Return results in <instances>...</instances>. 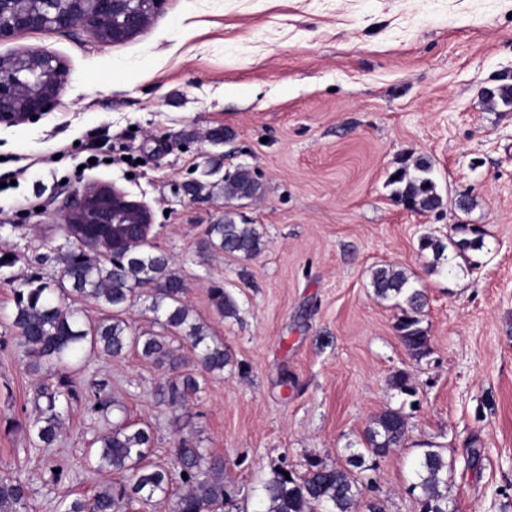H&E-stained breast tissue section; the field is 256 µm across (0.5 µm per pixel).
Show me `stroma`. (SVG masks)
<instances>
[{
  "label": "stroma",
  "instance_id": "35a3bbf8",
  "mask_svg": "<svg viewBox=\"0 0 512 512\" xmlns=\"http://www.w3.org/2000/svg\"><path fill=\"white\" fill-rule=\"evenodd\" d=\"M16 48L54 53L68 74L52 112L0 125V255L12 258L0 268V314L21 282L53 277L36 258L63 241L68 193L109 182L153 210L154 241L187 303L232 358L175 412L155 396L162 368L134 353L90 359L78 387L107 381L128 416L153 427V462H171L187 439L223 457L240 512H262L272 466L344 465L369 421L393 408L406 440L369 473L386 512H420L410 486L424 443L451 465L448 512H512V106L483 103L484 89L512 84V0H168L125 42L28 32L0 53ZM224 127L233 138L212 142ZM417 156L434 163L439 210L394 196L391 173ZM241 165L259 197L182 191ZM462 198L471 210H458ZM228 211L259 226L260 254L199 253ZM461 223L485 232L471 264L419 252L422 233ZM389 264L426 295L424 358L400 341L399 308L373 294L372 271ZM216 285L237 317L216 312ZM397 372L414 395L390 386ZM56 377L48 362L29 372L0 318V477L27 482L30 512H57L63 494L102 480L85 453L112 420L85 402L55 447L30 444L35 388Z\"/></svg>",
  "mask_w": 512,
  "mask_h": 512
}]
</instances>
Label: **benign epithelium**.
<instances>
[{
    "instance_id": "benign-epithelium-1",
    "label": "benign epithelium",
    "mask_w": 512,
    "mask_h": 512,
    "mask_svg": "<svg viewBox=\"0 0 512 512\" xmlns=\"http://www.w3.org/2000/svg\"><path fill=\"white\" fill-rule=\"evenodd\" d=\"M168 0H0V44L25 32L85 35L98 43L124 42L164 11ZM67 76L59 56L36 50L0 55V125H16L52 111ZM61 223L133 224L152 234L151 208L115 185L90 182L67 199Z\"/></svg>"
}]
</instances>
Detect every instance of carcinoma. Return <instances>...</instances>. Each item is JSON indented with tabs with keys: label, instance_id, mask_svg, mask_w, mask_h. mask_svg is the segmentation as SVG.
<instances>
[{
	"label": "carcinoma",
	"instance_id": "carcinoma-1",
	"mask_svg": "<svg viewBox=\"0 0 512 512\" xmlns=\"http://www.w3.org/2000/svg\"><path fill=\"white\" fill-rule=\"evenodd\" d=\"M491 103L512 105V85L502 84L487 93ZM434 165L420 156L404 160L390 177L395 197L406 207L434 211L443 199L433 179ZM224 195L253 198L262 185L253 172L239 166L224 173ZM266 242L257 225L238 222L224 214V223L212 224L200 241L201 253L222 251L249 259L260 254ZM484 247V232L474 224H456L448 238L424 234L419 250L429 251L435 260L460 259L471 262L470 252ZM55 268L53 282L35 276L13 289L14 309L9 326L19 336L30 357L29 367L37 371L44 360L56 365L60 376L54 384L43 383L35 400L38 415L31 425L33 443L53 447L65 423L69 404L81 399L72 374L86 367L94 353L113 358L129 351L159 366L169 376L156 388L159 403L173 412L184 407L203 389V374L223 373L230 363L224 343L210 336L206 324L195 318L184 299L185 283L172 269L168 256L148 240L129 242L112 254V230L100 229L93 236H66L51 253L38 257ZM371 287L381 301H393L401 309L396 330L415 357L429 353V337L421 327L425 294L416 288L406 270L385 265L371 273ZM149 286L148 310L158 330L137 332L123 314L140 289ZM72 296L86 297L104 309L105 317L91 323L80 311L66 304ZM217 313L234 318L235 299L224 287L211 289ZM188 343L197 367L190 369L184 356L172 347L169 336ZM104 381L85 398L90 411L117 412L112 430L94 440L88 448L89 463L104 475V481L90 494L66 495L59 500V512H151L168 505L170 512H224L231 504L224 483V458L181 440L171 449L173 466L150 461L154 431L147 423H132L117 402L107 399ZM407 419L399 409L387 408L374 416L364 430L363 450L352 453L347 465L333 467L310 463L302 475L289 474L282 466L270 469L263 481V512H385L379 500L364 499L355 475L370 470L368 460L384 457L403 445ZM419 490L421 512H448V460L442 450L427 446L420 450L413 466ZM28 486L19 478L0 479V512H27Z\"/></svg>",
	"mask_w": 512,
	"mask_h": 512
}]
</instances>
